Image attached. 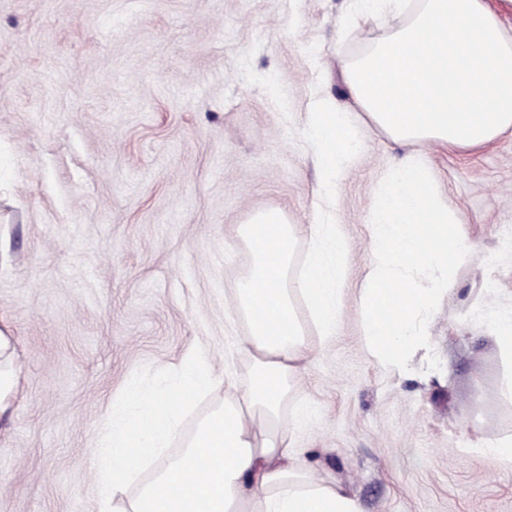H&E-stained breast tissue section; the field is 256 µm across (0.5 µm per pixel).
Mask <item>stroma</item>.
Segmentation results:
<instances>
[{
    "label": "stroma",
    "instance_id": "stroma-1",
    "mask_svg": "<svg viewBox=\"0 0 512 512\" xmlns=\"http://www.w3.org/2000/svg\"><path fill=\"white\" fill-rule=\"evenodd\" d=\"M355 0H0V328L18 391L0 417V512H104L91 462L112 405L158 392L192 349L246 380L248 324L229 290L253 212L335 224L349 243L336 334L281 411L316 479L361 512H512V377L471 310L512 304V137L475 154L389 140L360 147L315 195L306 128L321 97L349 104L341 63L392 26L343 30ZM419 155L479 245L428 325L441 368L400 374L366 352L357 299L378 187ZM310 409L294 418L295 407Z\"/></svg>",
    "mask_w": 512,
    "mask_h": 512
}]
</instances>
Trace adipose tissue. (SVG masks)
Returning <instances> with one entry per match:
<instances>
[{
	"mask_svg": "<svg viewBox=\"0 0 512 512\" xmlns=\"http://www.w3.org/2000/svg\"><path fill=\"white\" fill-rule=\"evenodd\" d=\"M347 21L397 16L390 34L342 64L352 112L318 103L308 127L319 146L321 187L334 186L357 145L352 117L393 142L434 143L475 153L512 136V30L487 0H359ZM309 255L294 284L285 277L299 236ZM251 256L231 300L249 323L239 342L250 359L248 385L233 376L228 395L188 436L182 452L162 453L193 401L216 382L200 352L186 353L169 388L130 391L103 430L93 463L95 489L112 512H361L337 483L314 480L296 460L279 411L308 357L297 308L305 306L318 334L331 338L341 316L347 245L337 225L289 223L277 209L256 212L237 228ZM139 483L135 496L125 487Z\"/></svg>",
	"mask_w": 512,
	"mask_h": 512,
	"instance_id": "obj_1",
	"label": "adipose tissue"
}]
</instances>
